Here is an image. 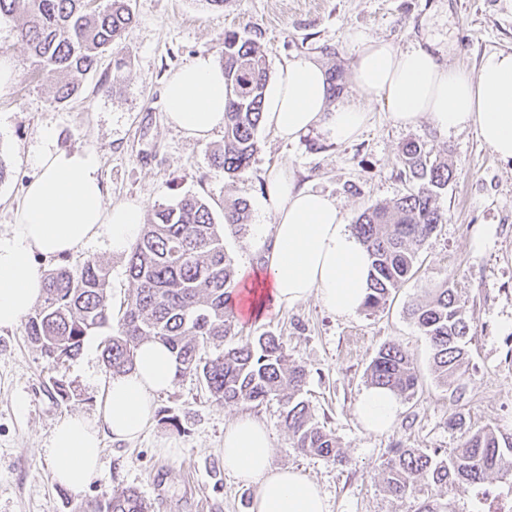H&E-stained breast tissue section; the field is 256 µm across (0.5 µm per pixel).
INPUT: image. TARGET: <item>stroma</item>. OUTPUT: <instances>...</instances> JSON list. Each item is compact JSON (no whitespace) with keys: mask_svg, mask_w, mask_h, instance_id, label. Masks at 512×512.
Here are the masks:
<instances>
[{"mask_svg":"<svg viewBox=\"0 0 512 512\" xmlns=\"http://www.w3.org/2000/svg\"><path fill=\"white\" fill-rule=\"evenodd\" d=\"M129 4L134 22L119 46L126 59L121 75L113 73L111 54H104L97 71L82 80L78 98L63 106L52 100L55 75L34 66L11 24H0V53H11L20 69L9 95L0 97V159L8 172L0 182L1 233L16 221L46 128L58 149L97 151L108 203L137 201L148 216L155 205L187 193L206 198L217 211L227 201L246 200L247 226L224 236V250L239 269L260 259L252 240L256 225L270 221L262 199L273 166L335 199L351 225L365 209L402 191L400 150L414 139L455 171V180L436 198L447 221L378 311L342 318L312 296L236 325V343L273 333L291 361L305 368L301 397L339 441L342 458L336 462L293 448L278 400L226 405L188 376L156 395L154 419L137 441L104 439L100 474L83 489L62 493L46 448L67 415L96 417L110 377L102 361L104 336L86 337L77 357L51 362L30 343L25 324L0 330V512H78L84 502L118 488L136 489L151 512H251L256 487L224 471V428L244 413L268 428L272 467L303 470L325 493L328 512H415L431 490L407 500L385 491L381 470L391 449L447 454L466 432L483 427L512 436V164L488 149L474 129L442 134L425 118L401 127L374 102L369 124L350 142L317 128L286 144L259 127L247 172L231 179L210 161L223 132L201 142L173 128L163 89L195 55L219 57L228 31L254 41L273 74L303 57L349 74L352 31L402 48L429 44L450 63L473 71L485 53L512 52V0H224L220 10L205 0ZM89 259L108 265L112 301L121 304L133 289L125 255L112 253L101 237L65 263L77 267ZM444 284L454 288L471 322L466 372L448 386L437 380L431 348L407 313L429 289ZM387 343L413 355L421 388L402 401L389 431L373 434L359 423L355 407L369 386L366 368ZM59 382L67 397L56 394ZM455 416L460 425H450ZM440 500L454 512H487L512 501V477L494 473L477 486L459 484Z\"/></svg>","mask_w":512,"mask_h":512,"instance_id":"1","label":"stroma"}]
</instances>
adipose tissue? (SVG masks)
<instances>
[{
    "mask_svg": "<svg viewBox=\"0 0 512 512\" xmlns=\"http://www.w3.org/2000/svg\"><path fill=\"white\" fill-rule=\"evenodd\" d=\"M351 81L358 100L332 105L326 70L300 58L280 68L267 88L263 122L283 142L324 128L339 142L355 139L370 119V102L382 103L400 126L428 117L442 133L475 129L501 160L512 161V52L484 54L476 71L445 61L421 46L400 48L362 33L350 36ZM224 71L198 54L173 73L164 88L169 122L188 137L205 140L224 126ZM37 171L28 183L17 219L0 234V330L16 326L44 293L35 256H69L99 236L116 254L127 252L143 230L135 201L107 204L98 153L56 148L51 130L41 133ZM264 210L269 232L258 235L263 260L243 270L254 288L239 320L260 317L266 306L290 307L317 296L332 313L348 317L361 308L369 287L370 259L349 230L336 200L296 188L286 168L267 173ZM176 372L170 350L143 341L130 371L112 375L96 419L80 414L54 428L48 455L59 485L77 491L98 472L104 437L137 440L151 424L154 397L169 389ZM401 404L390 390L371 387L358 398L362 426L380 433L395 422ZM272 441L263 423L242 415L224 429V469L255 485L252 512H327L319 486L302 471L271 465Z\"/></svg>",
    "mask_w": 512,
    "mask_h": 512,
    "instance_id": "adipose-tissue-1",
    "label": "adipose tissue"
}]
</instances>
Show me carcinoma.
Listing matches in <instances>:
<instances>
[{
	"mask_svg": "<svg viewBox=\"0 0 512 512\" xmlns=\"http://www.w3.org/2000/svg\"><path fill=\"white\" fill-rule=\"evenodd\" d=\"M93 0H0V20L15 21V34L29 51L32 64L58 76L53 100L76 96L81 79L96 71L105 51L115 49L133 22L128 0H107L100 9ZM227 102L224 140L211 154L224 174L246 173L256 150V132L269 79L264 55L236 32L224 33L221 53ZM406 188L392 204L360 214L354 232L371 257L370 287L364 309L373 311L408 279L421 247L446 223L435 206L437 191L455 173L448 163L432 159L416 141L401 148ZM248 224L244 200L224 204L223 221L196 195H184L153 208L150 222L131 245L126 264L134 289L120 318H114L108 292L110 269L93 259L77 268L59 266L44 278V296L28 315L30 342L48 360L74 358L86 337L109 329L103 360L112 373L133 366L139 343L154 339L175 356L176 379L193 376L215 400L226 405L261 404L278 398L285 405L284 427L301 453L336 460V436L316 422L298 395L306 371L289 361L280 338L263 333L254 341L234 343L236 271L224 251V233H239ZM428 340L437 379L454 383L465 373L470 322L454 289L436 288L410 310ZM224 344L213 358L202 351ZM367 378L373 386L395 391L404 399L418 392L420 374L413 356L394 345L382 346L371 361ZM512 475V441L500 440L484 427L465 436L459 447L442 456L420 448H395L384 465L386 491L396 498L412 496L418 486L478 485L488 475ZM134 489L86 504L85 512H149Z\"/></svg>",
	"mask_w": 512,
	"mask_h": 512,
	"instance_id": "1",
	"label": "carcinoma"
}]
</instances>
